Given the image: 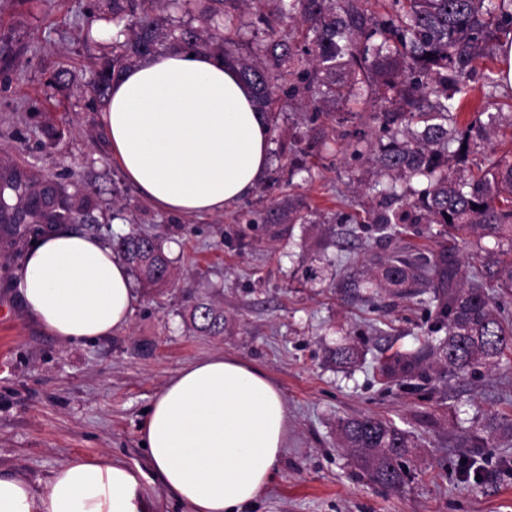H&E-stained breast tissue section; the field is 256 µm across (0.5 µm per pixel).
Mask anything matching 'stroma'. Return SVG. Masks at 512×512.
Masks as SVG:
<instances>
[{"mask_svg":"<svg viewBox=\"0 0 512 512\" xmlns=\"http://www.w3.org/2000/svg\"><path fill=\"white\" fill-rule=\"evenodd\" d=\"M91 11L106 14V0H46L38 12L0 6V35L27 47L0 74V163L38 180L93 181L108 190L124 176L110 161L89 88L50 86L58 69H85L98 57V44L81 30ZM49 105L65 130L54 146L38 131L37 113ZM325 126L299 112L278 119L281 139L306 148L312 181L289 178L287 161L274 156L270 187L224 212L165 213L131 188L125 199L138 210L137 224L108 218L80 225L107 243L133 230L159 236L175 273L174 284L159 292L136 285L128 326L106 337L67 343L42 330L15 285L32 237L0 227L1 475L39 489L75 456L147 466L141 427L152 401L187 364L225 354L263 370L288 407V449L254 512H512V435L487 429L470 438L473 417L512 416V357L462 378L382 382L375 372L382 351L420 347L433 324L419 298L364 301L335 287L365 271L382 242L356 224H298L291 236L271 241L234 221L288 194L328 217L347 210L351 177L369 184L375 175L365 161L310 151ZM320 248L335 260L336 278L304 285L297 270ZM202 297L223 306L222 336L196 332L186 321ZM343 337L360 351L350 366L329 354ZM359 415L388 419L410 434L400 486L374 483L341 447L338 419Z\"/></svg>","mask_w":512,"mask_h":512,"instance_id":"35a3bbf8","label":"stroma"}]
</instances>
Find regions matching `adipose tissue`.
<instances>
[{"label":"adipose tissue","instance_id":"ef3b65f1","mask_svg":"<svg viewBox=\"0 0 512 512\" xmlns=\"http://www.w3.org/2000/svg\"><path fill=\"white\" fill-rule=\"evenodd\" d=\"M101 125L125 178L164 212H222L269 166L270 132L250 89L233 65L204 52L172 50L126 70ZM17 286L26 312L69 343L112 335L137 303L126 263L67 226L29 248ZM141 434L148 468L73 457L40 491L0 475V512H155L161 492L186 512H251L287 450L288 408L262 370L219 354L169 380Z\"/></svg>","mask_w":512,"mask_h":512}]
</instances>
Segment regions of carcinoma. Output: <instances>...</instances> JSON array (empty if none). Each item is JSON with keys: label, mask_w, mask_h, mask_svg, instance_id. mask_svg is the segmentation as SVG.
<instances>
[{"label": "carcinoma", "mask_w": 512, "mask_h": 512, "mask_svg": "<svg viewBox=\"0 0 512 512\" xmlns=\"http://www.w3.org/2000/svg\"><path fill=\"white\" fill-rule=\"evenodd\" d=\"M109 14L87 17L85 39L93 23L112 22V50L91 70L93 101L105 104L112 82L149 56L183 49L230 61L250 88L256 111L277 128L282 100L318 119L331 116L330 105L343 103L370 110L385 136L333 134L322 141L372 164L378 176L367 217L342 213L336 224L367 225L385 242L366 275L339 283L363 288L375 299L389 291L399 298L430 288L435 313L431 332L446 337L416 350L396 351L377 361L386 380L430 382L443 368L465 376L478 366L492 367L512 352V319L494 305L489 288L512 297V156L487 160L480 175L470 156L488 147L502 123L512 127V113H482L460 120L469 83L478 81L483 98L495 105L512 100L500 73L476 74L473 63L496 51L512 33V0H107ZM175 14H193L199 25L175 24ZM263 29L256 47L241 52L248 36ZM28 50L0 38V65ZM98 191L85 186L80 195L53 179L34 180L14 165H0V224L11 231L34 224H76L98 209ZM316 213L297 196L271 202L258 223L275 238L286 224H314ZM437 226L434 235L453 247L428 254L406 253L392 242L411 225ZM494 260L462 272L460 254L483 249ZM123 261L146 288L172 282L171 260L158 238L131 233L112 242ZM509 253L504 261L499 256ZM334 264L318 251L301 266V281L315 285L333 274ZM194 329L224 335V310L200 299L189 311ZM339 364L358 359L355 345L332 351ZM337 431L344 447L358 454L373 481L387 487L403 483L402 458L408 435L391 422L371 416L342 418Z\"/></svg>", "instance_id": "1"}]
</instances>
